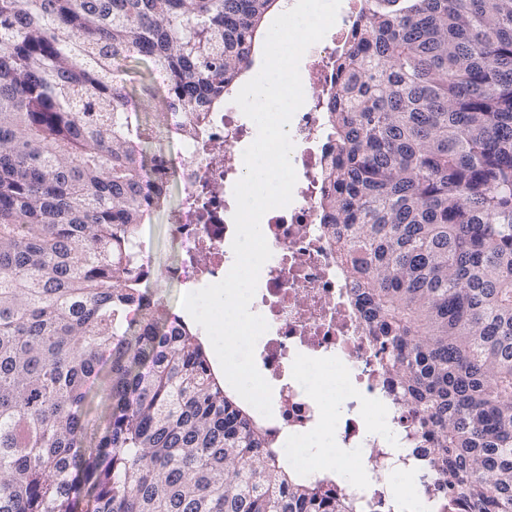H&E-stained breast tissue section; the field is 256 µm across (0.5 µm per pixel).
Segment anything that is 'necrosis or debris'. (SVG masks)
<instances>
[{"instance_id":"necrosis-or-debris-1","label":"necrosis or debris","mask_w":512,"mask_h":512,"mask_svg":"<svg viewBox=\"0 0 512 512\" xmlns=\"http://www.w3.org/2000/svg\"><path fill=\"white\" fill-rule=\"evenodd\" d=\"M359 7V0H341L329 39L308 49L304 103L288 126L297 175L293 199L261 221L271 257L260 271L250 310L268 323L254 357L272 387V415L254 420L272 446L299 445L326 413L324 399L302 383L299 372H323L337 381L348 405L333 422L338 446L375 451L365 479L348 488L361 512H447L448 501L439 493L443 479L434 471L420 472L418 499H394L385 489L394 467L417 469L418 413L378 364L380 348L362 330L361 306L341 264L342 244L320 206L329 189L322 176L328 152L324 104ZM189 125L187 113H167L161 138L178 142L179 150L165 154L161 166L147 173L142 196L152 199L169 176L177 177L182 201L171 230L181 259L165 276L194 292L222 280L234 263L233 188L245 173L243 152L257 128L235 105L208 113L197 132ZM360 404L384 414L385 432H369L354 411Z\"/></svg>"}]
</instances>
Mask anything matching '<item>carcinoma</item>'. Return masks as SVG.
Wrapping results in <instances>:
<instances>
[{
  "instance_id": "carcinoma-1",
  "label": "carcinoma",
  "mask_w": 512,
  "mask_h": 512,
  "mask_svg": "<svg viewBox=\"0 0 512 512\" xmlns=\"http://www.w3.org/2000/svg\"><path fill=\"white\" fill-rule=\"evenodd\" d=\"M276 2L0 0V512H358L294 476L135 249L156 129L224 102ZM133 62L167 84L127 91ZM326 112L381 369L460 510L512 512V0H362Z\"/></svg>"
}]
</instances>
